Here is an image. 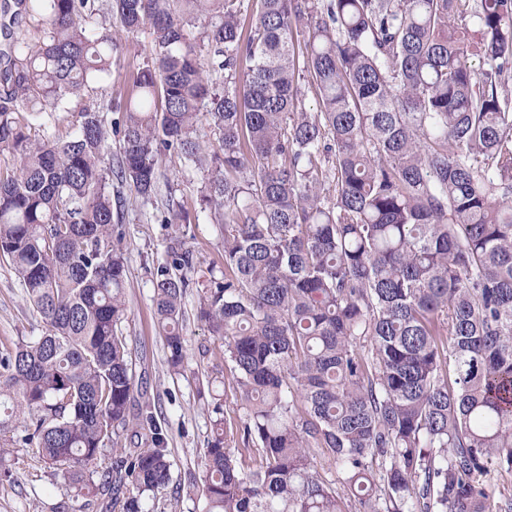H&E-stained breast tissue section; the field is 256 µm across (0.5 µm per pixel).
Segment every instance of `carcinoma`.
I'll return each instance as SVG.
<instances>
[{"mask_svg": "<svg viewBox=\"0 0 512 512\" xmlns=\"http://www.w3.org/2000/svg\"><path fill=\"white\" fill-rule=\"evenodd\" d=\"M3 13L0 151L17 166L0 176V255L45 331L0 352V479L25 446L85 508L156 512L172 483L161 425L128 413L112 181L152 202L174 156L203 172L198 213L219 226L224 271L197 289L195 317L224 342L240 411L232 434L223 395L199 390L215 415L189 482L205 512H346L316 449L354 512H493L482 477L512 473V0H14ZM458 13L470 22L451 26ZM101 14L151 40L126 94L97 95L60 139L45 115L123 52ZM162 223L153 302L179 374L197 262L171 184ZM127 433L139 447L119 446ZM239 444L262 464L239 467Z\"/></svg>", "mask_w": 512, "mask_h": 512, "instance_id": "cac0c4a2", "label": "carcinoma"}]
</instances>
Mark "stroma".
Listing matches in <instances>:
<instances>
[{"instance_id":"stroma-1","label":"stroma","mask_w":512,"mask_h":512,"mask_svg":"<svg viewBox=\"0 0 512 512\" xmlns=\"http://www.w3.org/2000/svg\"><path fill=\"white\" fill-rule=\"evenodd\" d=\"M124 202L115 220L127 260L128 320L124 333L136 351V385L131 415L152 411L166 429L173 481L159 502L160 512H202L203 503L188 487L190 475L199 473L203 448L212 433L207 410L198 397L197 373L205 372L213 388L224 396V415L236 421L238 407L224 344L211 336L195 318L197 295L188 291L184 304L183 333L187 339L186 371L173 375L153 306V267L168 259L169 236L155 205L130 196L127 187L113 185ZM188 244L197 260L196 280L208 277L211 265H222L221 238L207 218L187 228ZM43 323L35 318L8 260L0 257V348L40 335ZM9 467L12 478L0 481V512H53L68 501L70 488L51 475L36 452L14 448Z\"/></svg>"}]
</instances>
